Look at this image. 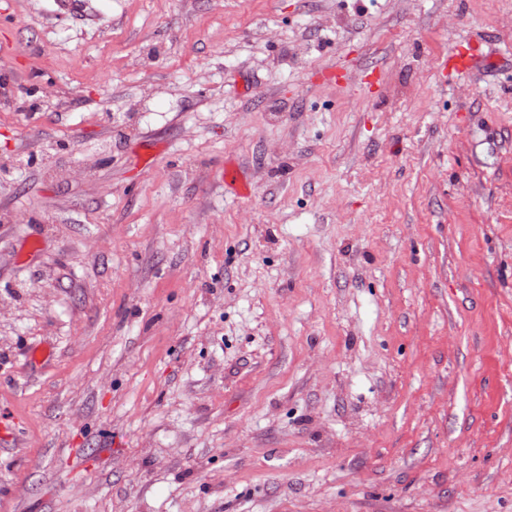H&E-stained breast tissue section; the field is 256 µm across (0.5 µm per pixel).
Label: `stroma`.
Listing matches in <instances>:
<instances>
[{
	"instance_id": "obj_1",
	"label": "stroma",
	"mask_w": 512,
	"mask_h": 512,
	"mask_svg": "<svg viewBox=\"0 0 512 512\" xmlns=\"http://www.w3.org/2000/svg\"><path fill=\"white\" fill-rule=\"evenodd\" d=\"M0 512H512V0H0Z\"/></svg>"
}]
</instances>
